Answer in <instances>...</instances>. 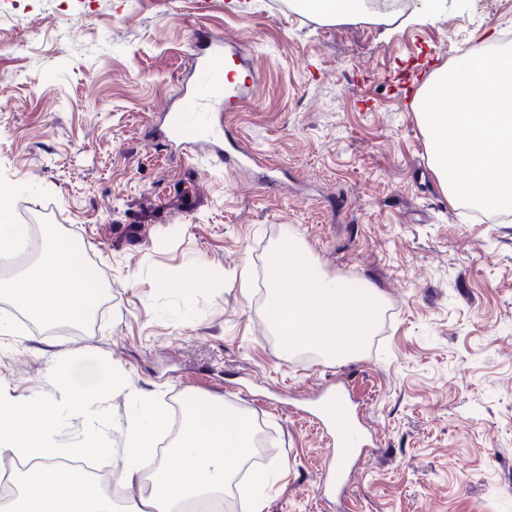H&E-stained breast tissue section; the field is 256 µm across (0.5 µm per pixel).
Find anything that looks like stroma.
Masks as SVG:
<instances>
[{
  "instance_id": "1",
  "label": "stroma",
  "mask_w": 512,
  "mask_h": 512,
  "mask_svg": "<svg viewBox=\"0 0 512 512\" xmlns=\"http://www.w3.org/2000/svg\"><path fill=\"white\" fill-rule=\"evenodd\" d=\"M512 0H409L330 21L295 0H0V189L8 220L54 225L103 286L86 327L0 299V388L49 394L53 354L105 358L126 386L107 473L125 467L130 394L168 412L211 396L265 436L262 495L239 512H326L329 438L303 410L352 381L377 445L346 512H512V222L454 204L418 114L431 74L502 46ZM240 43L254 91L225 121L229 168L154 138L206 38ZM294 241L328 277L377 289L353 358L286 351L262 292ZM189 269L210 274L185 295Z\"/></svg>"
}]
</instances>
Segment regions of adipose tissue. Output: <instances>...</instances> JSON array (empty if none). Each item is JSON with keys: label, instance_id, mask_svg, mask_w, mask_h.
I'll list each match as a JSON object with an SVG mask.
<instances>
[{"label": "adipose tissue", "instance_id": "1", "mask_svg": "<svg viewBox=\"0 0 512 512\" xmlns=\"http://www.w3.org/2000/svg\"><path fill=\"white\" fill-rule=\"evenodd\" d=\"M40 255L21 272L0 279V297L32 320L79 326L95 311L100 291L77 250L56 233H42ZM287 264L271 260L268 316L282 344L342 359L359 349L376 318L374 288H352L322 278L295 245L282 244ZM138 408L124 427V478L149 482L145 504L125 512H184L187 504L220 502L224 490L253 449L248 420L225 413L222 402L195 398L186 403L182 428L165 460H158L156 437L166 415L151 397L137 395Z\"/></svg>", "mask_w": 512, "mask_h": 512}]
</instances>
